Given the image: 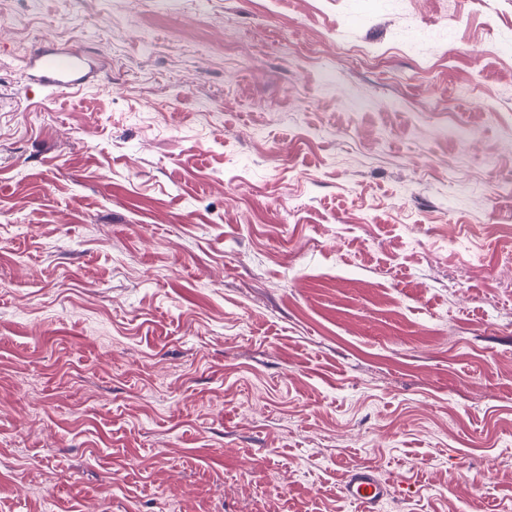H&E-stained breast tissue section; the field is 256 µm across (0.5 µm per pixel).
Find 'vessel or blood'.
<instances>
[{
    "label": "vessel or blood",
    "mask_w": 512,
    "mask_h": 512,
    "mask_svg": "<svg viewBox=\"0 0 512 512\" xmlns=\"http://www.w3.org/2000/svg\"><path fill=\"white\" fill-rule=\"evenodd\" d=\"M27 91L30 96L51 97L69 90L83 91L95 74L92 62L74 45L40 48L26 61ZM392 483L381 480L372 467L358 465L347 469L343 480L344 496L373 512L393 491Z\"/></svg>",
    "instance_id": "vessel-or-blood-1"
}]
</instances>
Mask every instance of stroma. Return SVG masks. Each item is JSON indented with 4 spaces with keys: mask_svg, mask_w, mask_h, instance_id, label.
I'll list each match as a JSON object with an SVG mask.
<instances>
[{
    "mask_svg": "<svg viewBox=\"0 0 512 512\" xmlns=\"http://www.w3.org/2000/svg\"><path fill=\"white\" fill-rule=\"evenodd\" d=\"M509 251L512 0H0V512H512ZM30 96L51 97L62 91L80 92L97 72L84 51L75 45L38 48L30 53L26 65ZM342 489L347 499L371 512L392 493L394 484L382 481L372 467L357 465L347 469Z\"/></svg>",
    "mask_w": 512,
    "mask_h": 512,
    "instance_id": "35a3bbf8",
    "label": "stroma"
}]
</instances>
